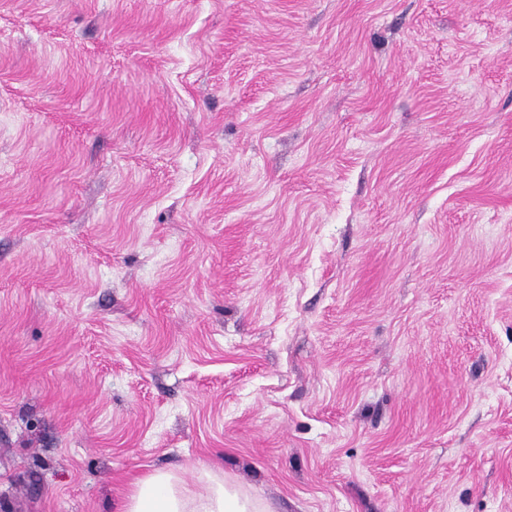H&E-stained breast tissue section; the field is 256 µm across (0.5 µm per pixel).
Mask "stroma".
I'll use <instances>...</instances> for the list:
<instances>
[{"mask_svg":"<svg viewBox=\"0 0 512 512\" xmlns=\"http://www.w3.org/2000/svg\"><path fill=\"white\" fill-rule=\"evenodd\" d=\"M204 466L512 512V0H0V512Z\"/></svg>","mask_w":512,"mask_h":512,"instance_id":"stroma-1","label":"stroma"}]
</instances>
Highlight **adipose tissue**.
Here are the masks:
<instances>
[{
  "label": "adipose tissue",
  "mask_w": 512,
  "mask_h": 512,
  "mask_svg": "<svg viewBox=\"0 0 512 512\" xmlns=\"http://www.w3.org/2000/svg\"><path fill=\"white\" fill-rule=\"evenodd\" d=\"M119 512H271L268 504L229 482L202 471L198 487H190L175 471L159 469L136 479Z\"/></svg>",
  "instance_id": "adipose-tissue-1"
}]
</instances>
